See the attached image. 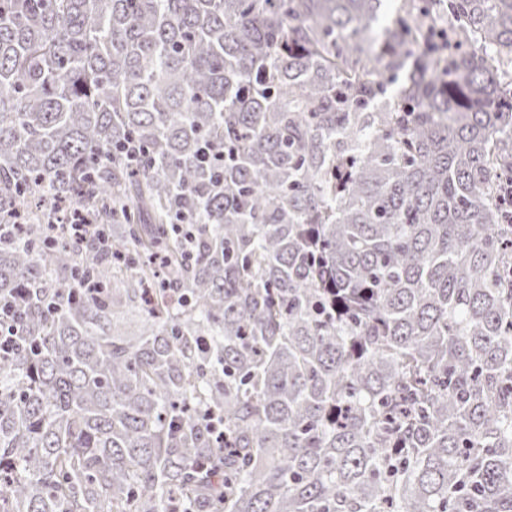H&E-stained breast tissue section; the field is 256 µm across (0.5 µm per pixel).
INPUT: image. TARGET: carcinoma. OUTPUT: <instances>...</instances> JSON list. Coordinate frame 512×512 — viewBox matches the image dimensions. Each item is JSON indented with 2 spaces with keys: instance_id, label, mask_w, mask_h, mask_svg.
<instances>
[{
  "instance_id": "obj_1",
  "label": "carcinoma",
  "mask_w": 512,
  "mask_h": 512,
  "mask_svg": "<svg viewBox=\"0 0 512 512\" xmlns=\"http://www.w3.org/2000/svg\"><path fill=\"white\" fill-rule=\"evenodd\" d=\"M509 180L512 0H0V512H512Z\"/></svg>"
}]
</instances>
